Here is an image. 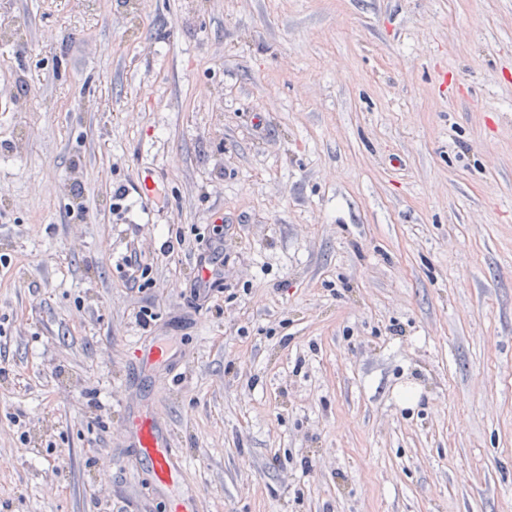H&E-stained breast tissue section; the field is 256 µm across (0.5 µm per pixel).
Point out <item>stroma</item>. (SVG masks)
<instances>
[{
  "label": "stroma",
  "mask_w": 512,
  "mask_h": 512,
  "mask_svg": "<svg viewBox=\"0 0 512 512\" xmlns=\"http://www.w3.org/2000/svg\"><path fill=\"white\" fill-rule=\"evenodd\" d=\"M1 253L0 512H167L161 339L199 512H512V0H0ZM211 226L212 233L214 235L210 243V248L212 251L209 256H204L200 259L194 284L195 298L200 299L202 297L204 298V301L209 297L210 290H212V288H214L217 284L222 283L224 280L222 274V266H224V262L222 263L221 260V258L224 256V218L222 219L221 224H213ZM218 263H220L221 267L216 268ZM202 269L209 270H203L201 275ZM210 270L214 272V276L212 278V273ZM210 278V281H204L209 280ZM123 270L126 268V276L129 282L133 283L138 290L148 288L152 281L149 278V265L141 263L137 258L132 259V256H125L119 268ZM142 281V282H141ZM170 354L164 345H150L145 348L137 363L138 381L142 386L155 387L156 373L152 371L154 365L160 362H168ZM137 463L145 467L161 491H168L170 512H198L197 497L182 487V455L170 437L168 421L140 395L124 428Z\"/></svg>",
  "instance_id": "stroma-1"
}]
</instances>
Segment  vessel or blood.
Wrapping results in <instances>:
<instances>
[{"mask_svg":"<svg viewBox=\"0 0 512 512\" xmlns=\"http://www.w3.org/2000/svg\"><path fill=\"white\" fill-rule=\"evenodd\" d=\"M169 358L165 346L151 345L145 348L137 363L140 384L155 386L153 367ZM124 433L129 446L135 451L137 463L150 472L160 490L169 492L170 512H198L195 493L184 489L181 484L182 455L170 436L168 422L155 410L149 397L136 399Z\"/></svg>","mask_w":512,"mask_h":512,"instance_id":"1","label":"vessel or blood"}]
</instances>
